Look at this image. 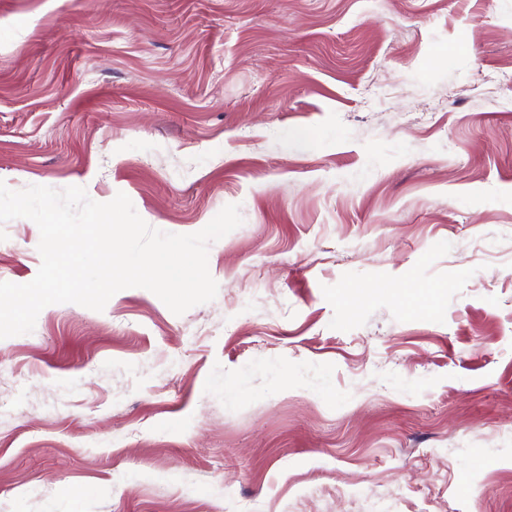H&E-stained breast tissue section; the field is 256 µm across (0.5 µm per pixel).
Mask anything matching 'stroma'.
<instances>
[{
    "label": "stroma",
    "mask_w": 512,
    "mask_h": 512,
    "mask_svg": "<svg viewBox=\"0 0 512 512\" xmlns=\"http://www.w3.org/2000/svg\"><path fill=\"white\" fill-rule=\"evenodd\" d=\"M511 96L512 0H0L1 182L243 218L0 340V512H512Z\"/></svg>",
    "instance_id": "stroma-1"
}]
</instances>
